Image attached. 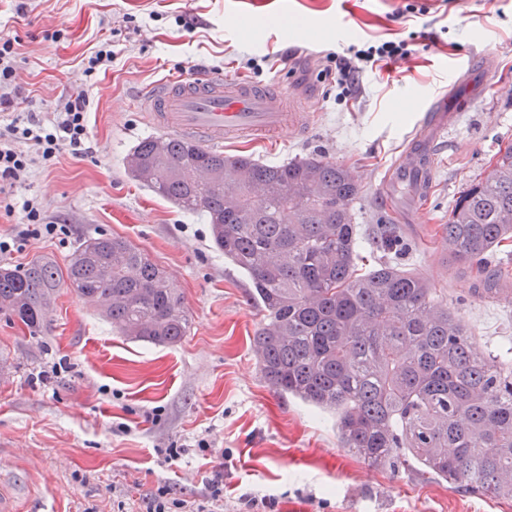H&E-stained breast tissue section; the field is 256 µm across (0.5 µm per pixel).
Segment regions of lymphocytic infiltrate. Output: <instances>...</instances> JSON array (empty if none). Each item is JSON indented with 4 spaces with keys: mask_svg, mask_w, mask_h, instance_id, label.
Wrapping results in <instances>:
<instances>
[{
    "mask_svg": "<svg viewBox=\"0 0 512 512\" xmlns=\"http://www.w3.org/2000/svg\"><path fill=\"white\" fill-rule=\"evenodd\" d=\"M412 51L408 41L386 40L346 54L330 55L331 66L325 77H332L342 89H350L357 73L365 66H374L387 59H405ZM15 41L0 38V112L12 111L22 98L25 86L18 73ZM90 100L86 95L65 96L50 115L39 112L14 114L9 123L0 126V212L17 215L12 234L0 237V254L7 253L21 241L55 234L59 226L40 208L35 199L18 200L11 191L21 183L35 162L50 165L61 153L75 157L92 151L87 114Z\"/></svg>",
    "mask_w": 512,
    "mask_h": 512,
    "instance_id": "f902f5d3",
    "label": "lymphocytic infiltrate"
}]
</instances>
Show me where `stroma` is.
<instances>
[{"label": "stroma", "instance_id": "stroma-1", "mask_svg": "<svg viewBox=\"0 0 512 512\" xmlns=\"http://www.w3.org/2000/svg\"><path fill=\"white\" fill-rule=\"evenodd\" d=\"M399 4L0 0V36L20 39L27 108L51 112L61 97L87 93L93 147L82 158L65 152L53 165L35 164L16 185L18 199H36L66 230L16 245L0 265L36 257L62 265L83 239L119 235L167 269L191 319L178 344L130 340L65 286L43 335L25 334L0 313V483L19 491V512H147L162 486L188 512H249L246 497L269 495L275 512H512V501L452 487L411 461L367 466L342 448L332 414L275 393L256 364L252 338L263 314L248 278L211 247L202 215L141 186L125 166L155 132L128 101L165 74L282 77L314 114L311 136L287 130L276 148L241 141L224 144V154L268 164L320 154L355 167L359 267L387 258L423 273L478 351L511 345L512 305L476 298L457 264L442 262L448 249L434 230L512 142V0H434L430 14L408 20L396 16ZM103 38L112 42V66L84 73L83 58ZM405 38L409 59L364 67L348 93L320 77L328 53ZM483 49L492 56L491 86L449 131L421 223H404L377 189L426 106L452 89L466 95L453 62ZM385 222L399 236L387 253L377 238ZM173 444L183 454L164 463L157 451ZM217 473L220 504L208 489Z\"/></svg>", "mask_w": 512, "mask_h": 512}]
</instances>
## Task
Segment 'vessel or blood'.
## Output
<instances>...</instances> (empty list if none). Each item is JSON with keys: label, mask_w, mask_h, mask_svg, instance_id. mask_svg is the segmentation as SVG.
Listing matches in <instances>:
<instances>
[{"label": "vessel or blood", "mask_w": 512, "mask_h": 512, "mask_svg": "<svg viewBox=\"0 0 512 512\" xmlns=\"http://www.w3.org/2000/svg\"><path fill=\"white\" fill-rule=\"evenodd\" d=\"M133 105L159 130L202 145L274 140L287 129L306 131L312 118L292 104L279 81L257 84L221 76H167L140 90ZM470 105L465 99L452 106L443 101L426 107L420 131L380 184L381 199L399 206L405 223L418 222L420 203L433 189L438 150L449 126Z\"/></svg>", "instance_id": "b4317fda"}]
</instances>
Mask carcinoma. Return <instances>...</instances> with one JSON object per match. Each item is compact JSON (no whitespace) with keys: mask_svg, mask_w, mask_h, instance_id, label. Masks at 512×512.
<instances>
[{"mask_svg":"<svg viewBox=\"0 0 512 512\" xmlns=\"http://www.w3.org/2000/svg\"><path fill=\"white\" fill-rule=\"evenodd\" d=\"M128 171L176 207L203 213L212 247L245 273L264 312L253 336L269 387L336 416L342 447L373 468L410 456L454 487L512 500V359L480 354L424 276L357 268L353 168L320 155L282 164L149 136ZM443 242L473 288H494L487 257L512 241V143L456 199ZM136 341L190 331L167 271L122 237H90L65 268L0 267V312L37 335L62 284Z\"/></svg>","mask_w":512,"mask_h":512,"instance_id":"1","label":"carcinoma"}]
</instances>
